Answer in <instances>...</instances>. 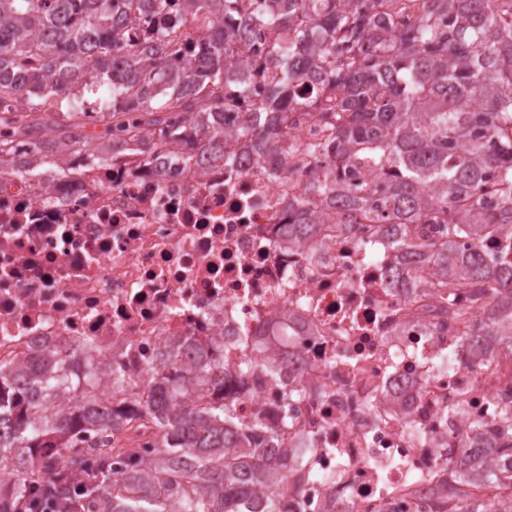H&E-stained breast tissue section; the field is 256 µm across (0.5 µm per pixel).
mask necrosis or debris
<instances>
[{"instance_id":"1","label":"necrosis or debris","mask_w":512,"mask_h":512,"mask_svg":"<svg viewBox=\"0 0 512 512\" xmlns=\"http://www.w3.org/2000/svg\"><path fill=\"white\" fill-rule=\"evenodd\" d=\"M312 109L293 110L270 149L193 134L179 154L95 159L0 176V364L58 358L70 373L121 374L102 404L152 446L137 394L169 357L224 364L235 422L262 423L290 467L282 512H432L420 493L462 447H494L512 412L502 339L474 351L468 291L400 274L392 235L367 224L288 230L308 187L335 167Z\"/></svg>"}]
</instances>
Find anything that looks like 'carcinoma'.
Wrapping results in <instances>:
<instances>
[{"label":"carcinoma","mask_w":512,"mask_h":512,"mask_svg":"<svg viewBox=\"0 0 512 512\" xmlns=\"http://www.w3.org/2000/svg\"><path fill=\"white\" fill-rule=\"evenodd\" d=\"M164 17L184 9L197 29L142 26L135 43L126 21L143 2ZM419 20L394 30L385 17L394 0H0V174L11 172L20 144L57 156L73 144L75 128L93 111L103 129L93 132L101 157L134 162L151 154L153 135L175 149L185 119H201L200 132L224 136L214 119L226 109L255 108L258 126L239 138L274 143L288 126L287 106L302 101L308 80L336 88V110L316 118L334 131L328 148L346 175L336 218H362L406 232L432 235L410 247L437 274L454 279L475 301H496L495 315L479 317L470 340L506 336L512 355V13L498 0H424ZM245 9L258 29L274 36L266 59L276 73L261 96L231 79L240 36L224 26ZM195 59L186 78L181 62ZM105 89L91 102L88 91ZM366 165L371 179L358 184L347 171ZM500 244L504 266L481 252L484 240ZM473 244L461 265L448 255L459 238ZM151 374L139 394L157 433L149 456L127 449L131 476L112 475V431L123 416L91 396L66 408L56 398L77 385L64 363L46 365L37 398L15 409L0 397V449L25 466L0 487V512H29L51 497L69 498L79 512H281L261 489L273 472L288 470L283 453L269 465L256 428L226 427L222 400H184L190 385L200 396L224 389V366L187 380ZM19 376L0 365V388ZM87 445L90 458L45 453ZM50 469L52 476L42 475ZM483 484L471 486L448 462L451 480L430 489L434 512H512V463L485 464Z\"/></svg>","instance_id":"carcinoma-1"}]
</instances>
